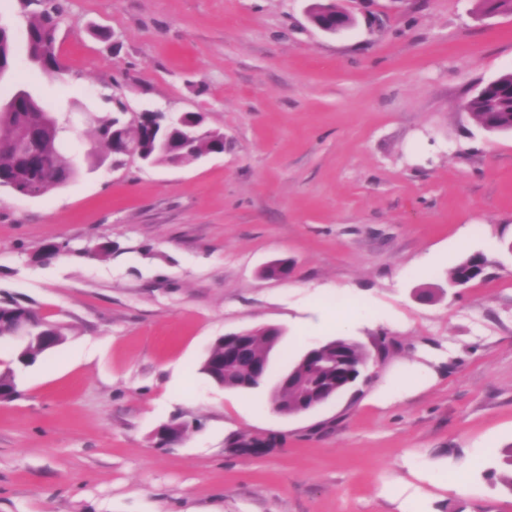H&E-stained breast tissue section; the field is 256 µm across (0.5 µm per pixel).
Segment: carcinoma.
<instances>
[{"mask_svg": "<svg viewBox=\"0 0 512 512\" xmlns=\"http://www.w3.org/2000/svg\"><path fill=\"white\" fill-rule=\"evenodd\" d=\"M485 12L512 14V0H479ZM67 0H51V6L32 12L27 26V49L32 65L43 73H57L62 65L56 48L58 21L66 13ZM321 22L348 24L351 17L336 5H321L312 11ZM14 56L13 37L9 29L0 27V73L8 71ZM124 105L116 102L115 109L94 119L95 136L112 151V130L120 121ZM463 110L484 129L512 130V71L500 74L491 86L481 87L463 103ZM34 137L37 144L52 145L59 136L57 126L50 120L47 110L37 100H22L16 105L0 107V187L18 193L45 195L68 185L76 178V169L64 158L62 150L53 155L54 172L44 175L27 165L13 151L12 144L24 136ZM126 135L136 150L151 164L182 165L199 160L205 155L224 153V137L211 134L199 135L190 147H183V132L177 126L166 127L154 115L143 118L140 125L126 130ZM482 259L470 256L448 274L453 287L464 286L480 276ZM24 330L28 339L19 343L15 357L0 370V396L12 400L19 396L16 367L34 365L45 352L58 347L57 337L67 336L59 324L49 320L37 308L10 297H0V338ZM224 345L215 341L203 360L200 372L217 385L237 391L259 388L253 383L245 385L243 370L224 365ZM368 350L359 342L337 337L323 344L314 366L295 361L291 366L297 383L274 387L269 400L280 410L294 411L308 399L309 393L335 388L355 369L357 363L367 360Z\"/></svg>", "mask_w": 512, "mask_h": 512, "instance_id": "obj_1", "label": "carcinoma"}]
</instances>
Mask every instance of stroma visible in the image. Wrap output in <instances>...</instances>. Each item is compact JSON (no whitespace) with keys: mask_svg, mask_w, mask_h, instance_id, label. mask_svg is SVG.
<instances>
[{"mask_svg":"<svg viewBox=\"0 0 512 512\" xmlns=\"http://www.w3.org/2000/svg\"><path fill=\"white\" fill-rule=\"evenodd\" d=\"M311 2L69 0L48 76L20 0H0L17 60L0 101L24 88L70 123L78 170L40 197L0 189V292L70 330L0 403V512H512V132L461 110L512 70V14L336 0L354 24L332 34ZM115 97L203 113L224 153L94 163L89 118ZM49 239L75 255L41 260ZM475 254L482 279L423 300ZM276 261L286 278L264 276ZM266 326L276 378L339 335L388 344L283 415L269 386L198 371L219 336ZM171 420L183 443L157 446Z\"/></svg>","mask_w":512,"mask_h":512,"instance_id":"35a3bbf8","label":"stroma"}]
</instances>
